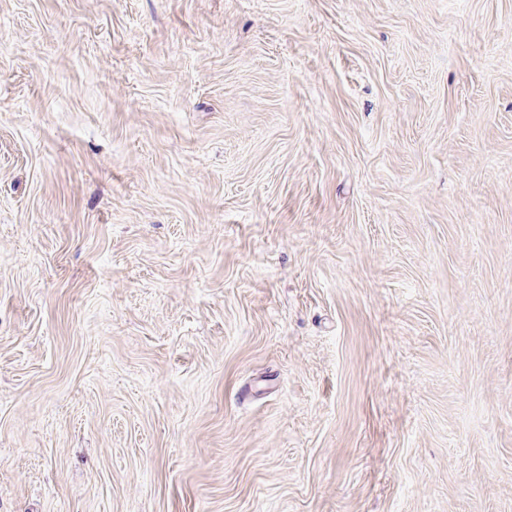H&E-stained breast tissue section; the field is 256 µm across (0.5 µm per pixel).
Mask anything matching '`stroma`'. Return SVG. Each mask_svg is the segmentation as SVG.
I'll use <instances>...</instances> for the list:
<instances>
[{"label":"stroma","instance_id":"obj_1","mask_svg":"<svg viewBox=\"0 0 512 512\" xmlns=\"http://www.w3.org/2000/svg\"><path fill=\"white\" fill-rule=\"evenodd\" d=\"M0 512H512V0H0Z\"/></svg>","mask_w":512,"mask_h":512}]
</instances>
